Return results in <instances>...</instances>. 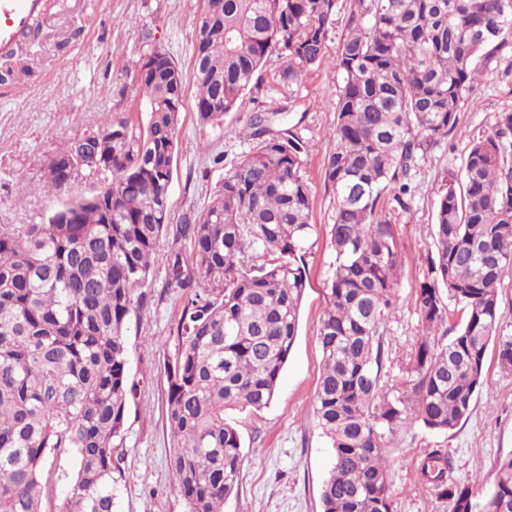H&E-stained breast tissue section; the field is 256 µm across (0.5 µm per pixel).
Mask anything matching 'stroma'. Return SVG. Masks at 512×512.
Instances as JSON below:
<instances>
[{
	"mask_svg": "<svg viewBox=\"0 0 512 512\" xmlns=\"http://www.w3.org/2000/svg\"><path fill=\"white\" fill-rule=\"evenodd\" d=\"M200 0H57L46 9L42 29L28 55H0V224H43L66 201L92 192L84 180L51 195L43 189V166L62 143L97 129L107 118L146 124L138 67L154 50L167 52L188 81L177 131L169 188L171 224L197 218L221 188L224 175L252 145L238 135L248 115L267 103L285 109V126L308 140L304 170L313 189L310 234L303 245L308 283L298 333L271 404L256 412L226 410L243 441L245 461L236 496L224 512H321L320 487L331 453L313 414V395L322 366L317 341L325 292L332 276V195L324 184L322 160L336 119L340 75L332 62L342 34H329L325 67L306 75L294 90L275 85L270 72L247 93L223 127L201 124L193 109L195 21ZM512 112V53L494 62L459 115L447 143L426 157L416 178L409 212L392 211L402 255L397 308L385 328L391 377H400L421 325L414 301L426 259L435 252V183L443 169L462 170L471 141L488 135L499 113ZM170 238L154 259L146 301L130 325V374L137 391L125 437L124 477L117 512H183L167 465L168 424L164 360L180 315L165 286ZM488 373L469 419L438 434L421 426L401 430L389 451L396 512H450L446 499L424 485L417 466L428 448L447 451L457 481H475L478 495L493 486L499 457L512 453V371L498 365L488 348ZM75 472L70 453L51 455L44 475L43 512H57Z\"/></svg>",
	"mask_w": 512,
	"mask_h": 512,
	"instance_id": "1",
	"label": "stroma"
}]
</instances>
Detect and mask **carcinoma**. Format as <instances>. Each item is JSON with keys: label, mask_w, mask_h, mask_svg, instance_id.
I'll return each mask as SVG.
<instances>
[{"label": "carcinoma", "mask_w": 512, "mask_h": 512, "mask_svg": "<svg viewBox=\"0 0 512 512\" xmlns=\"http://www.w3.org/2000/svg\"><path fill=\"white\" fill-rule=\"evenodd\" d=\"M339 0H209L195 30L194 109L221 127L271 57L293 88L326 64ZM512 49V0H349L338 55L332 143L323 158L334 204V271L317 329L323 366L314 417L331 448L322 512H395L387 456L417 424L446 434L466 421L488 346L512 369V325L499 288L512 267V112L474 140L463 173L438 178L435 254L415 294L423 334L402 377L385 372V327L402 256L388 211L410 210L428 152L448 141L497 54ZM138 83L146 126L109 119L91 146L111 160L92 173L73 138L44 167L48 194L105 183L46 224H0V512H43L50 455L77 468L59 512H114L136 384L129 328L170 222L183 75L153 51ZM281 107L250 113L251 151L200 216L175 226L166 287L182 309L165 363L168 463L185 512H224L244 460L224 410L273 401L298 330L311 227L310 145L282 128ZM465 319L444 341L450 305ZM422 482L451 512H475L472 486L448 454L425 452ZM480 512H512V454L497 461Z\"/></svg>", "instance_id": "1"}]
</instances>
